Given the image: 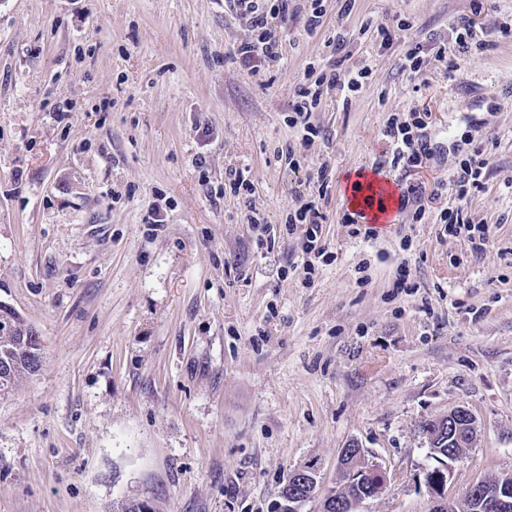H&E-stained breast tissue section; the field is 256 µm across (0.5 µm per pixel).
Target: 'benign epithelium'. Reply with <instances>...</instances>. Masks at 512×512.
<instances>
[{"label": "benign epithelium", "instance_id": "7a95c632", "mask_svg": "<svg viewBox=\"0 0 512 512\" xmlns=\"http://www.w3.org/2000/svg\"><path fill=\"white\" fill-rule=\"evenodd\" d=\"M439 426L448 429V436L462 448L469 447L477 437V418L465 406H457L448 414L434 419ZM340 481L346 491L332 492L325 496L321 512H353L363 501L365 494H349L347 488L358 482L371 481L378 487L385 485V473L376 463L364 457L362 448L352 444L341 450L338 460ZM426 485L435 506L432 512H447L448 496L446 494L447 476L444 472L429 471L425 476ZM459 512H512V485H499L488 490V483L478 481L469 485L457 500Z\"/></svg>", "mask_w": 512, "mask_h": 512}]
</instances>
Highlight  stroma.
Wrapping results in <instances>:
<instances>
[{"instance_id": "stroma-1", "label": "stroma", "mask_w": 512, "mask_h": 512, "mask_svg": "<svg viewBox=\"0 0 512 512\" xmlns=\"http://www.w3.org/2000/svg\"><path fill=\"white\" fill-rule=\"evenodd\" d=\"M324 5L314 33L305 9L272 18L282 58L254 74L234 57L252 31L224 0H0V301L44 346L0 398V512H274L309 463L301 512H319L352 443L387 478L358 512H430L420 426L459 405L479 431L449 499L512 473V0ZM463 17L496 48L425 49L400 71ZM338 31L371 74L323 96L311 120L327 139L288 166L290 105ZM411 111L433 154L387 178L420 183L425 215L365 238L342 223L339 186L389 159L383 128ZM477 146L488 165L467 210L491 237L476 257L439 213ZM324 164L333 258L310 277L283 224ZM230 169L249 195L225 191ZM252 208L277 229L267 244ZM403 263L414 285L399 291ZM303 467H305L307 469H312L315 467V465L308 464V465H304ZM307 469H303L300 471H294L291 474H289L288 479L285 481V483L281 489V492H280V498L282 500L284 498L288 499V496L295 497L294 490H296V492L298 491V494L301 493L297 489L296 485H294L293 483L288 484V481H291V482L293 481L296 484L300 483L301 485L304 486L305 484H308V480H310L311 482H314V485L316 486L317 472L315 470H307Z\"/></svg>"}]
</instances>
